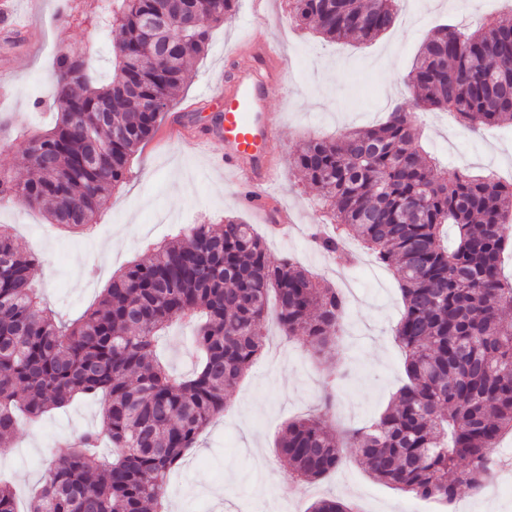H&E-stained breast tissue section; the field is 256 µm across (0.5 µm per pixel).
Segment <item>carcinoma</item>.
<instances>
[{
    "label": "carcinoma",
    "instance_id": "obj_1",
    "mask_svg": "<svg viewBox=\"0 0 512 512\" xmlns=\"http://www.w3.org/2000/svg\"><path fill=\"white\" fill-rule=\"evenodd\" d=\"M238 0H106L95 25L117 27L112 79L99 84L91 57L69 48L55 59L53 127L27 136L34 175L0 169V203L16 201L51 224L90 230L107 194L125 179L140 144L190 80L189 63L209 30L235 14ZM297 22L332 43L370 42L394 23L399 0H291ZM162 5L167 20L149 25ZM172 44L160 61L155 48ZM407 86L418 109L454 114L476 132L512 126V23L476 30L440 24L422 45ZM413 112L351 129L334 141L305 140L294 163L318 192L323 225L311 238L338 262L355 240L398 274L403 314L395 340L407 383L377 418L338 434L322 418L288 423L279 462L302 481L319 480L353 448L376 481L448 510L462 485L491 478V456L512 435V183L442 173L416 142ZM36 258L0 224V447L32 417L74 398L102 397V425L76 437L51 461L28 512H165L171 469L224 412L225 394L267 351L261 327L315 353L336 345L347 300L320 286L291 259L268 261L265 241L239 219L195 224L153 248L150 260L112 276L95 307L66 324L41 305L30 271ZM175 320L195 323L200 353L188 377L161 361L160 338ZM322 405L336 401V376L322 382ZM108 442L116 453L99 461ZM0 512H18L0 480ZM311 512H358L322 498Z\"/></svg>",
    "mask_w": 512,
    "mask_h": 512
}]
</instances>
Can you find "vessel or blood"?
I'll return each instance as SVG.
<instances>
[{
    "label": "vessel or blood",
    "instance_id": "obj_1",
    "mask_svg": "<svg viewBox=\"0 0 512 512\" xmlns=\"http://www.w3.org/2000/svg\"><path fill=\"white\" fill-rule=\"evenodd\" d=\"M276 59L271 45H261L250 61L242 66L223 95L221 127L224 138V170L247 188L246 205L266 215L278 167L270 153L275 124L268 110L278 83L268 67Z\"/></svg>",
    "mask_w": 512,
    "mask_h": 512
}]
</instances>
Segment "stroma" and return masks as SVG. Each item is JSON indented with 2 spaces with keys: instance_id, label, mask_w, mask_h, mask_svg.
<instances>
[{
  "instance_id": "1",
  "label": "stroma",
  "mask_w": 512,
  "mask_h": 512,
  "mask_svg": "<svg viewBox=\"0 0 512 512\" xmlns=\"http://www.w3.org/2000/svg\"><path fill=\"white\" fill-rule=\"evenodd\" d=\"M14 13L40 31L38 47L23 32L0 23V80L11 93L0 101V118L13 131L50 125L52 70L60 48L91 45L98 78L112 74V44L86 14L95 0H11ZM486 10L512 21V0H399L394 25L375 41L330 43L294 26L286 0H238L234 17L213 28L206 52L192 62V78L153 136L130 162L126 181L100 206L91 234L60 230L36 209L0 206V224L10 225L19 245L37 258L32 286L56 316L79 318L98 299L114 273L145 260L155 244L192 224H220L236 216L266 240L271 262L292 257L312 269L319 253L306 235H270L265 223L238 202V183L220 169L224 140L212 130L218 106L209 89L233 82L253 40L274 45L282 92L269 104L280 128L271 152L280 166L274 204L296 223L321 220L315 191L294 165L299 142L336 138L353 128L384 122L393 107H409L412 92L402 80L432 28ZM418 145L438 170L464 166L478 174L496 162L512 180V127L470 133L449 129L439 112L419 114ZM183 131L172 135L171 125ZM339 287L348 280L353 296L348 329L322 355L301 341H287L273 322L262 332L266 354L226 396V408L203 430L195 448L169 477L171 512H308L319 498L354 503L358 512H407L411 496L374 480L345 449L347 463L319 481L297 484L276 458L288 422L317 413L326 370L339 374L338 398L325 421L334 431L380 415L406 383L404 355L394 340L403 310L394 269L368 270L362 262L315 270ZM169 371L188 375L195 363L189 326L173 324L160 341ZM101 401L75 398L40 419H21L10 446L0 451V475L19 496L41 483L48 453L63 454L78 432L100 424ZM494 496L462 488L453 512H512V471L497 472Z\"/></svg>"
}]
</instances>
